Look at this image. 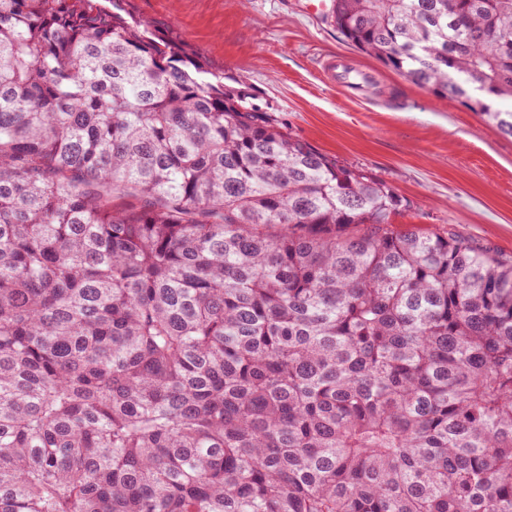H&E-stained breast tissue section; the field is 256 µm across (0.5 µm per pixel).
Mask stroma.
<instances>
[{
	"label": "stroma",
	"mask_w": 512,
	"mask_h": 512,
	"mask_svg": "<svg viewBox=\"0 0 512 512\" xmlns=\"http://www.w3.org/2000/svg\"><path fill=\"white\" fill-rule=\"evenodd\" d=\"M134 16L187 43L213 73L269 104L288 133L371 171L410 207L397 230L452 232L512 255V138L459 100L407 81L356 52L329 14L304 0H122ZM342 54L366 70L367 94L330 83L320 61Z\"/></svg>",
	"instance_id": "35a3bbf8"
}]
</instances>
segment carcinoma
Wrapping results in <instances>:
<instances>
[{"label":"carcinoma","instance_id":"1","mask_svg":"<svg viewBox=\"0 0 512 512\" xmlns=\"http://www.w3.org/2000/svg\"><path fill=\"white\" fill-rule=\"evenodd\" d=\"M512 137V0H334ZM102 0H0V512H512V257Z\"/></svg>","mask_w":512,"mask_h":512}]
</instances>
